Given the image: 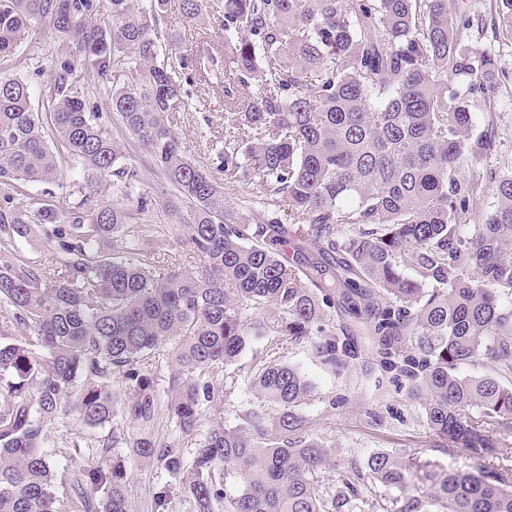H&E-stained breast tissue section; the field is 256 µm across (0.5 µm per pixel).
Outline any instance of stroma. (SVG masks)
Listing matches in <instances>:
<instances>
[{"label":"stroma","instance_id":"35a3bbf8","mask_svg":"<svg viewBox=\"0 0 512 512\" xmlns=\"http://www.w3.org/2000/svg\"><path fill=\"white\" fill-rule=\"evenodd\" d=\"M455 3L457 10L471 20L465 32L466 41L482 50H500L502 67L512 72V47L503 49L496 42L486 0H455ZM72 53V48L63 45L50 28L42 26L32 31L18 56L0 61V73L21 77L37 89L53 81L57 60ZM177 120L176 130L187 154L197 165L211 166L228 122L222 90L206 93L197 109L179 113ZM116 136L126 148L127 159L139 170L140 190L157 201L156 207L145 212L142 220L161 225L162 231L145 243V254L162 265L199 266V258L186 256L180 248V241L186 235L184 223L189 218L188 208L183 206L178 214H169L165 204L173 192L161 172L128 134L120 130ZM349 342L352 350L346 357L347 369L340 374L323 365L312 354L308 343H293L278 352L281 359L298 366L314 385L310 400L302 408L307 423L305 436L320 440L333 452L330 465L318 473L321 487L344 492L342 475L353 469L363 473L367 457L380 451L402 449L446 468L473 470L476 462L466 451L434 447L423 406L412 398V381L401 366L384 362L372 337L353 336ZM266 347V342L255 343L238 362L217 375L216 382L224 390V403L204 413L202 429H209L219 421L235 423L238 414L254 405L255 399L244 385L246 367L253 354L265 351ZM104 434V429L82 427L72 417L50 428L58 451H66L73 441H81L85 461L91 465L100 458L97 440ZM128 472L132 512H151L152 491L167 481V472L159 465L143 467L134 462L129 463ZM358 487L369 502L366 512H399L404 499L419 492L413 485L401 490L385 488L364 473Z\"/></svg>","mask_w":512,"mask_h":512}]
</instances>
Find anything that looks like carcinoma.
Masks as SVG:
<instances>
[{
    "label": "carcinoma",
    "instance_id": "carcinoma-1",
    "mask_svg": "<svg viewBox=\"0 0 512 512\" xmlns=\"http://www.w3.org/2000/svg\"><path fill=\"white\" fill-rule=\"evenodd\" d=\"M168 3L0 0V60L43 25L78 51L39 109L26 81L0 74V512H61L62 498L70 512H131V459L168 473L152 512L175 497L187 512H364L350 477L342 497L320 489L331 453L304 438L312 384L284 360L253 357L258 406L212 425L189 454L154 433L171 419L193 437L224 401L214 377L263 338L273 350L307 340L342 372L338 312L380 337L384 359L403 360L437 446L479 461L467 472L370 455L382 486L425 485L402 512H512V173L485 165L498 148L491 108L512 76L466 44L454 0H224L231 118L202 169L176 113L193 107L190 87L214 57L157 62L180 49L162 24ZM207 3H179L201 32ZM489 12L495 36L512 42V0H489ZM477 101L488 112L474 137ZM105 112L189 204L185 245L200 268L131 256L159 225L140 223L152 200L132 197L139 173ZM63 163L76 170L77 202L60 212L51 190L27 185L56 184ZM226 185L243 189L250 215L224 206ZM486 190L496 204L475 224ZM283 206L305 227L294 239ZM47 224L64 259L37 267L18 242ZM171 343L162 386L152 366ZM484 358L494 373L458 372ZM72 413L89 429L124 416L138 431L112 427L95 467L77 442L62 463L48 429Z\"/></svg>",
    "mask_w": 512,
    "mask_h": 512
}]
</instances>
